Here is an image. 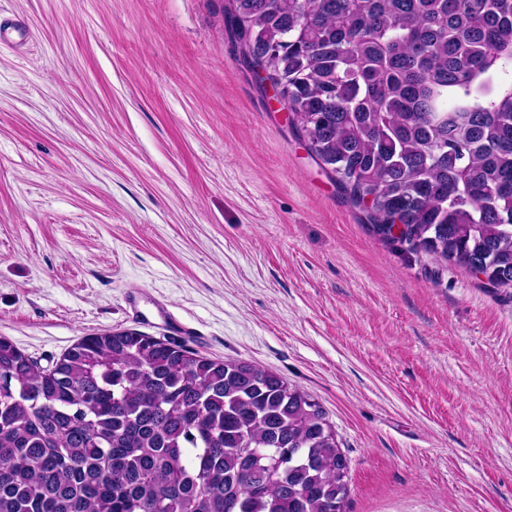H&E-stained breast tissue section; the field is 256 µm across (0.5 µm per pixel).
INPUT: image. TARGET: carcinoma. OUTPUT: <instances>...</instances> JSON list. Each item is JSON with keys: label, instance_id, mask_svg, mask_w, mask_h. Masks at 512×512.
Listing matches in <instances>:
<instances>
[{"label": "carcinoma", "instance_id": "carcinoma-1", "mask_svg": "<svg viewBox=\"0 0 512 512\" xmlns=\"http://www.w3.org/2000/svg\"><path fill=\"white\" fill-rule=\"evenodd\" d=\"M308 150L384 242L512 290V0H228ZM325 410L134 331L44 369L0 336V512H345Z\"/></svg>", "mask_w": 512, "mask_h": 512}]
</instances>
